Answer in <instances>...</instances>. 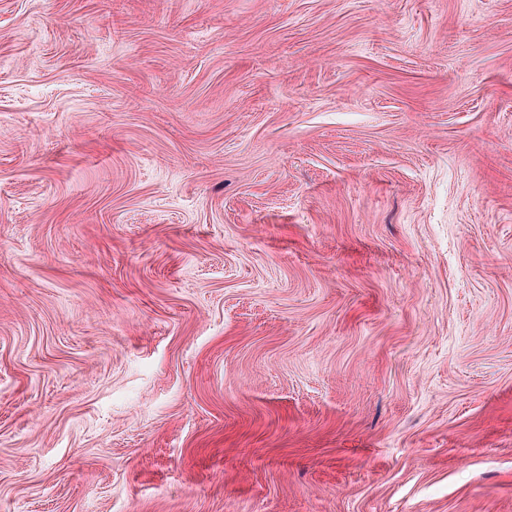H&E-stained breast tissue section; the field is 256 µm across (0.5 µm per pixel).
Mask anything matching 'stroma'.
Returning a JSON list of instances; mask_svg holds the SVG:
<instances>
[{"mask_svg":"<svg viewBox=\"0 0 512 512\" xmlns=\"http://www.w3.org/2000/svg\"><path fill=\"white\" fill-rule=\"evenodd\" d=\"M0 512H512V0H0Z\"/></svg>","mask_w":512,"mask_h":512,"instance_id":"obj_1","label":"stroma"}]
</instances>
